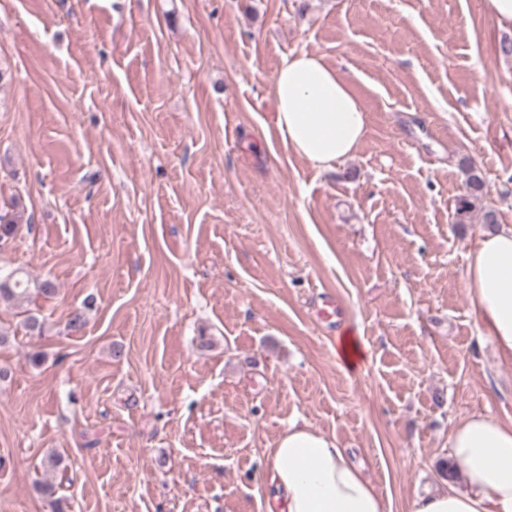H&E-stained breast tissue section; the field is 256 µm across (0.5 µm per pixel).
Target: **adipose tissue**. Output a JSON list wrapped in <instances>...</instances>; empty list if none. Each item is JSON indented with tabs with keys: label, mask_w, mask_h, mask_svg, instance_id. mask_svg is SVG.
<instances>
[{
	"label": "adipose tissue",
	"mask_w": 512,
	"mask_h": 512,
	"mask_svg": "<svg viewBox=\"0 0 512 512\" xmlns=\"http://www.w3.org/2000/svg\"><path fill=\"white\" fill-rule=\"evenodd\" d=\"M283 144L318 170L351 155L367 130L361 99L322 56L289 57L272 81ZM465 285L485 335L512 358V227L482 234L468 254ZM456 476L416 498L411 512H512V423L468 415L448 437ZM268 512H392L390 502L349 461L334 439L291 424L268 457Z\"/></svg>",
	"instance_id": "ef3b65f1"
}]
</instances>
